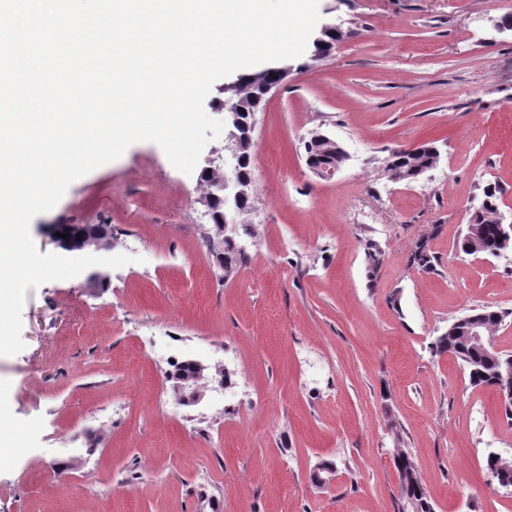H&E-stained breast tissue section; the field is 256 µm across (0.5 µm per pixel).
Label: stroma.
Here are the masks:
<instances>
[{
	"mask_svg": "<svg viewBox=\"0 0 512 512\" xmlns=\"http://www.w3.org/2000/svg\"><path fill=\"white\" fill-rule=\"evenodd\" d=\"M331 54L296 58L255 115L246 258L225 278L204 246L199 173L155 143L82 176L30 234L61 253L57 224H107L105 287L85 275L28 289L25 348L0 356L15 429L0 457V512H396L391 450L405 446L435 512H512L485 468L512 457L497 392L431 344L488 307L512 355V254L460 252L486 183L512 221V0H319ZM349 159L336 179L305 162L313 131ZM431 140L441 163L394 183L390 151ZM426 239L436 269L409 262ZM382 262L371 267L368 244ZM226 368L183 404L170 359ZM337 467L332 486L311 480Z\"/></svg>",
	"mask_w": 512,
	"mask_h": 512,
	"instance_id": "1",
	"label": "stroma"
}]
</instances>
